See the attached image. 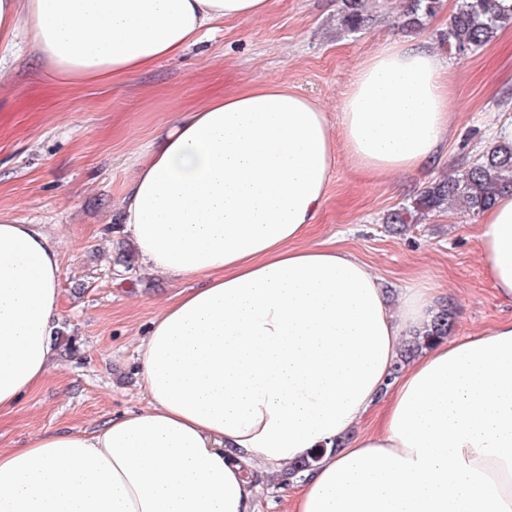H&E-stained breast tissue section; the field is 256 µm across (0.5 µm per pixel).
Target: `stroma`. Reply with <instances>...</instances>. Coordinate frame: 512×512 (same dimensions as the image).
<instances>
[{
  "instance_id": "35a3bbf8",
  "label": "stroma",
  "mask_w": 512,
  "mask_h": 512,
  "mask_svg": "<svg viewBox=\"0 0 512 512\" xmlns=\"http://www.w3.org/2000/svg\"><path fill=\"white\" fill-rule=\"evenodd\" d=\"M410 0H364L368 23L343 24L344 0H268L252 20L217 24L173 61L132 79L70 87L42 76L36 51L19 42L0 60V213L39 225L63 266L56 329L72 339L58 348L44 380L0 416V448H21L59 429L91 430L112 415L147 404L137 346L182 281L143 267L125 271L116 256L129 238L117 231L119 202L133 176L130 160L172 112L254 84L275 81L317 101L336 122L356 65L393 38L439 36L457 0L422 27L405 26ZM450 133L437 165L395 177H371L338 153L313 245L346 248L396 291L417 283L442 291L456 309L457 338L512 319L484 267L479 215L430 214L403 229L387 224L431 182L475 163L512 124V25L476 53L450 60Z\"/></svg>"
}]
</instances>
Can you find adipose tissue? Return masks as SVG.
Masks as SVG:
<instances>
[{
	"instance_id": "1",
	"label": "adipose tissue",
	"mask_w": 512,
	"mask_h": 512,
	"mask_svg": "<svg viewBox=\"0 0 512 512\" xmlns=\"http://www.w3.org/2000/svg\"><path fill=\"white\" fill-rule=\"evenodd\" d=\"M267 0H0V43L25 36L51 82H118L179 56ZM448 61L391 40L341 95L339 131L267 82L160 129L121 201L152 272L189 281L138 346L146 408L0 449V512H257L258 480L325 455L293 512H512V319L401 353L441 306L358 256L306 244L344 148L385 177L448 141ZM478 239L512 304V195ZM63 275L34 224L0 214V414L47 374ZM386 403L383 426L362 430Z\"/></svg>"
}]
</instances>
